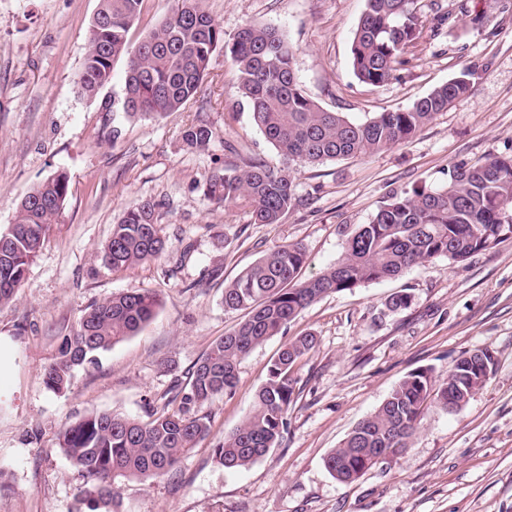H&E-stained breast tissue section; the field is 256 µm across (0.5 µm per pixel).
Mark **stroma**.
I'll return each instance as SVG.
<instances>
[{"label": "stroma", "instance_id": "obj_1", "mask_svg": "<svg viewBox=\"0 0 512 512\" xmlns=\"http://www.w3.org/2000/svg\"><path fill=\"white\" fill-rule=\"evenodd\" d=\"M465 5L438 25L432 7ZM421 27L394 79L372 86L353 73L350 44L363 0H203L225 40L247 24L277 27L294 69L324 109L361 122L410 106L469 70L471 92L412 140L361 158L289 167L294 200L281 223H251L245 209L203 193L208 175L257 156L285 166L240 109L237 69L216 51L202 102L162 117L123 113L126 58L96 97L79 91L98 0H0V228L17 204L66 172L65 208L0 306V512H75L80 479L60 431L92 412L147 419L185 381L239 314L223 293L245 268L285 243L307 254L303 277L334 265L348 237L392 194L444 185L452 167L512 155V0H421ZM479 13L483 27L469 16ZM203 116L213 139L188 148L182 130ZM235 153L224 149L225 143ZM159 203L167 240L157 259L115 270L100 249L132 206ZM159 296L155 316L78 372L61 394L44 373L80 312L112 294ZM411 296L392 309L394 293ZM316 348L298 361L295 402L280 447L228 470L214 450L252 411L280 346L305 334ZM479 347L497 357L489 382L458 412L427 405L410 448L342 484L326 455L410 372L441 377ZM210 430L176 472L118 480L120 512H512V234L466 261L437 257L402 275L330 294L241 360L233 393L201 409Z\"/></svg>", "mask_w": 512, "mask_h": 512}]
</instances>
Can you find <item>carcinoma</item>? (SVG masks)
I'll list each match as a JSON object with an SVG mask.
<instances>
[{
	"instance_id": "carcinoma-1",
	"label": "carcinoma",
	"mask_w": 512,
	"mask_h": 512,
	"mask_svg": "<svg viewBox=\"0 0 512 512\" xmlns=\"http://www.w3.org/2000/svg\"><path fill=\"white\" fill-rule=\"evenodd\" d=\"M350 46L355 76L378 86L387 82L420 25L418 0H364ZM144 0H99L87 39L79 84L96 95L112 79L116 59L128 57L123 112L128 118L180 112L201 93L214 52L230 53L238 71L241 105L288 165L357 158L412 139L433 117L469 94L472 74L434 88L407 109L380 112L356 123L322 108L302 89L293 67L295 50L275 27L254 22L232 43L203 9L202 0H178L172 16L133 51L128 33ZM185 144L205 150L213 138L198 119L182 133ZM69 180L57 172L34 187L16 207L13 223L0 230V305L13 300L28 267L61 214ZM205 194L219 203H241L254 224H279L293 202L288 172L250 158L241 166L213 171ZM158 204L143 201L112 225L102 247L103 261L129 268L161 257L167 248ZM512 156H492L454 168L448 182L411 195L393 194L369 224L348 241L344 256L320 274L304 279L306 252L299 243L270 251L224 288V309L243 319L193 365L189 382L149 420L114 412H93L68 426L59 447L76 469L77 512H119L116 482L160 477L178 469L209 431L198 408L232 392L237 366L256 346L279 334L301 311L324 296L361 284L393 278L437 257L455 262L485 250L512 233ZM156 294L115 293L86 307L76 326L61 338L45 383L53 392L67 388L80 369L99 364L100 355L136 334L155 315ZM318 344L312 334L283 344L255 394L251 414L214 449L228 470L246 468L280 445L293 403L291 376L298 359ZM492 362L485 349L461 356L440 379L430 369L408 374L369 416L359 421L326 456L337 481L351 483L376 466L382 448L397 455L411 446L425 404L446 410L463 407L466 383L483 386L477 369Z\"/></svg>"
}]
</instances>
